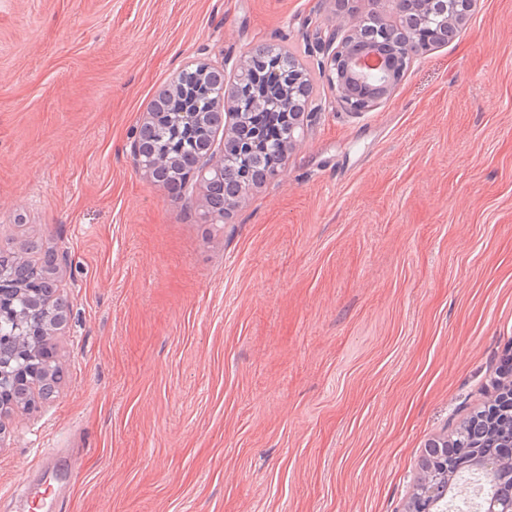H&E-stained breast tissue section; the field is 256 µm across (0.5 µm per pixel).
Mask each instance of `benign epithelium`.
I'll return each mask as SVG.
<instances>
[{
  "mask_svg": "<svg viewBox=\"0 0 512 512\" xmlns=\"http://www.w3.org/2000/svg\"><path fill=\"white\" fill-rule=\"evenodd\" d=\"M369 12L384 19L390 12L407 20L415 19L423 14L439 17H455V21H444L437 31L439 44H446L456 37L458 20L463 15L459 10L462 5H469L474 0H364ZM336 27L325 38L318 42V49L324 56L321 66L327 71L333 89L337 92V100L347 111L358 114L370 111L377 103L391 97L400 81L402 71L420 54L416 43L408 46L407 54L400 56L389 52L382 43L370 42L365 50H351L353 41L360 37L359 16L350 9L345 0H336ZM201 71L214 77L219 84L225 86L229 82H242L254 78L248 66V57L241 56L231 60L223 56L217 60L194 58L187 61L176 73L171 86H181V81ZM265 82L274 86V90L263 91L261 100L268 108L279 109L289 103H296L299 112L288 113L287 137L282 139L281 148L288 151L296 146L299 130L304 126V118L313 116L319 107L311 98V93L304 85L303 75L289 76L281 80L277 70L265 78ZM164 116L162 112H148L143 117L140 127L131 144L133 159L139 168L149 174L159 186H165L166 176L161 168L153 162L149 132ZM184 126L194 129L205 123L216 129L224 128V143L221 150H216L215 139L192 140V152L197 157V164L188 174L199 182H212L222 175L223 163L235 160L243 168L246 188L265 182L276 175L274 170H262V156L268 149L270 139L265 130L250 124L248 113L229 112L209 106V110L182 113ZM45 280L38 278L29 282L24 289L30 300L31 308L37 309L41 304H49L59 299L55 285L44 287ZM13 300L8 292L0 293V318L6 317L15 321L14 330L23 331L25 336L39 335L40 354L28 360L25 365L16 367V354L0 346V434L3 433V419L20 417L37 407V400L32 389L45 382L49 366L55 359L56 343L62 323H57L53 330L44 331L38 323L28 324L22 328L17 322ZM470 458L475 467L482 470L485 476L506 491L489 501L487 512H512V444L504 449V456L489 461L476 447L470 448Z\"/></svg>",
  "mask_w": 512,
  "mask_h": 512,
  "instance_id": "obj_1",
  "label": "benign epithelium"
}]
</instances>
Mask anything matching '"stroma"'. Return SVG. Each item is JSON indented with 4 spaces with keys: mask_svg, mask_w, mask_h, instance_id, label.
I'll return each instance as SVG.
<instances>
[{
    "mask_svg": "<svg viewBox=\"0 0 512 512\" xmlns=\"http://www.w3.org/2000/svg\"><path fill=\"white\" fill-rule=\"evenodd\" d=\"M335 0H0V248L52 252L61 378L0 426V512H407L512 358V0L305 122L205 222L132 135L187 58L314 53Z\"/></svg>",
    "mask_w": 512,
    "mask_h": 512,
    "instance_id": "35a3bbf8",
    "label": "stroma"
}]
</instances>
